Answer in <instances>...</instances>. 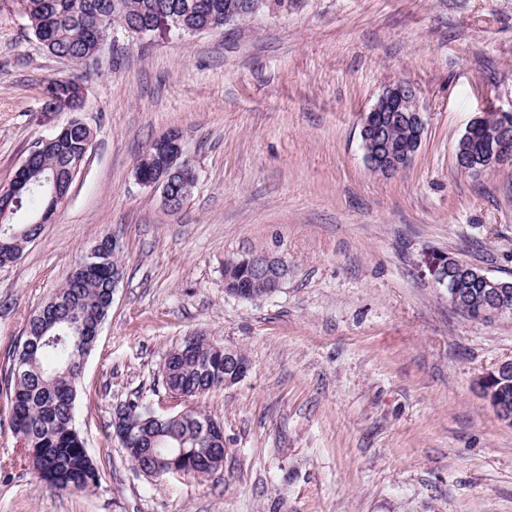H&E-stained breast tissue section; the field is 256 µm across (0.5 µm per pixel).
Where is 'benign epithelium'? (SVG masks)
Returning <instances> with one entry per match:
<instances>
[{
  "instance_id": "1",
  "label": "benign epithelium",
  "mask_w": 512,
  "mask_h": 512,
  "mask_svg": "<svg viewBox=\"0 0 512 512\" xmlns=\"http://www.w3.org/2000/svg\"><path fill=\"white\" fill-rule=\"evenodd\" d=\"M159 28L176 29L180 32L198 33L211 27H191L173 15L159 14L141 27L124 25L127 33L145 35ZM395 125L407 127L413 138L395 145L389 138V129ZM426 121L418 105L415 87L407 82L387 85L369 112L364 114L360 137L368 166L384 174L404 169L419 149ZM455 155L458 156L462 171L482 175L509 163L512 165V112L497 116L494 123H488L483 115L474 117L465 133L457 142ZM152 168V176L141 175L135 170L137 181L160 191L165 206L176 209L181 199L180 191L190 187L184 179V172L194 171L191 160L185 155L180 137L168 133L151 144L147 157L143 158ZM457 264L467 270L469 266L461 261L453 262L448 257L438 259L434 274L442 284L447 282L448 268ZM288 275V265L279 257L268 254H254L241 258L233 264L232 272L224 277L225 291L237 298L242 297L240 283L243 278L256 279L263 283V294L273 295L281 288ZM483 297L487 302L474 307L458 288H448V301L461 313L472 315L478 321L495 322L512 319V282L483 275ZM249 364L241 352L224 348V382L226 388L245 377ZM512 385V359L503 360L484 372L477 379V386L483 397L496 412L501 422L512 426V401L509 400V386Z\"/></svg>"
}]
</instances>
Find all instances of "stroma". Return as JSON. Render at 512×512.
Listing matches in <instances>:
<instances>
[{"instance_id": "obj_1", "label": "stroma", "mask_w": 512, "mask_h": 512, "mask_svg": "<svg viewBox=\"0 0 512 512\" xmlns=\"http://www.w3.org/2000/svg\"><path fill=\"white\" fill-rule=\"evenodd\" d=\"M74 71L0 0V187L70 120L43 89ZM81 73L85 160L0 269V512H512V427L475 385L512 358V322L464 317L433 274L447 255L512 280V165L472 177L454 158L473 117L512 110V0H288L213 32L115 31ZM400 81L427 125L384 176L360 127ZM173 129L198 176L176 210L134 176ZM107 235L123 279L75 411L103 479L58 492L10 429L6 370L29 316ZM260 253L287 262L281 289L226 294L225 265ZM196 334L250 362L202 402L224 465L150 483L110 437L112 408L157 403L163 355Z\"/></svg>"}]
</instances>
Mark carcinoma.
<instances>
[{
	"instance_id": "obj_1",
	"label": "carcinoma",
	"mask_w": 512,
	"mask_h": 512,
	"mask_svg": "<svg viewBox=\"0 0 512 512\" xmlns=\"http://www.w3.org/2000/svg\"><path fill=\"white\" fill-rule=\"evenodd\" d=\"M235 0H19L34 36L53 56L85 65L100 56L104 46L89 35V27H119L124 20L138 22L172 11L189 24L224 28V14ZM77 81L75 76L50 79L45 87V105L62 98V89ZM73 118L64 141L30 148L32 160L21 187L20 209L40 215L48 204L46 178L58 177L64 192L79 171L87 130L79 117L84 105L69 106ZM40 224H16L17 238L4 232L0 268L13 265L26 244L41 232ZM118 250L108 252L99 268L89 274L74 270L29 318L24 342L14 353L7 378L10 427L21 444L29 466L51 490L87 492L100 483V473L75 426L74 409L80 374L72 365L87 356L95 343L83 340L80 327L109 315L112 277L123 273ZM192 349L187 340L168 349L162 363L164 399H181L179 408L153 411L157 420L141 422L148 409L140 394L123 401L136 423L134 438L119 444L134 469L146 478L202 477L224 464V444L206 437L204 426L214 421L199 402L224 377V351L211 336H196Z\"/></svg>"
}]
</instances>
